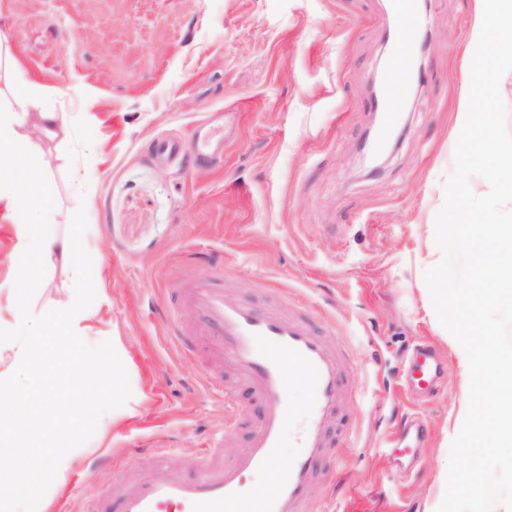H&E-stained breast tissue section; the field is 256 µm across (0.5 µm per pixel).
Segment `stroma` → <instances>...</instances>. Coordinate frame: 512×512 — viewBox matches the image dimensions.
<instances>
[{
    "mask_svg": "<svg viewBox=\"0 0 512 512\" xmlns=\"http://www.w3.org/2000/svg\"><path fill=\"white\" fill-rule=\"evenodd\" d=\"M477 0H425L429 35L407 129L382 171L365 176L359 146L375 122L367 83L391 47L392 0H0V107L38 84L62 114L36 140L53 188L34 236L75 239L93 337L127 357L115 376L127 406L109 445L87 439L63 493L30 495L49 512H81L85 496L117 501L134 482L117 460L153 464V449L192 474L223 422L210 376L233 372L201 347L185 356L165 290L224 274L229 301L284 314L304 305L331 319L352 351L356 389L334 434L321 512H437L459 408L469 394L456 339L441 325L424 272L438 264L435 220L454 168L457 106L476 48ZM223 139L212 158H162V140L190 141L199 123ZM17 233L0 220V330L14 315L38 328L74 285L69 259L13 290ZM433 346L437 392L412 403L406 355ZM420 411L426 443L410 471L388 445L402 414Z\"/></svg>",
    "mask_w": 512,
    "mask_h": 512,
    "instance_id": "stroma-1",
    "label": "stroma"
}]
</instances>
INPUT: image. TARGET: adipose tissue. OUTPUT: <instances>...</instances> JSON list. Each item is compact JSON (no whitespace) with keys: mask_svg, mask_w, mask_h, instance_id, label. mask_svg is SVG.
<instances>
[{"mask_svg":"<svg viewBox=\"0 0 512 512\" xmlns=\"http://www.w3.org/2000/svg\"><path fill=\"white\" fill-rule=\"evenodd\" d=\"M36 95L34 86H23L14 96L13 107L0 115V163L25 155L24 178L34 187L28 193L20 190L15 179L0 180V210H5L16 224L32 209L47 213L53 210V191L41 175L33 138L50 133L59 117L54 112L29 114L28 107ZM17 248L21 255L17 284L21 287L31 278V258L43 261L59 252L73 257L78 254L72 239L32 237L23 231L18 234ZM88 320L81 300L72 298L59 304L54 320L40 331H28L19 321L10 335L0 336V472L11 470L16 454L25 448L30 461L49 468L51 488L63 490L84 445L76 424L84 416L95 422L97 446L105 447L121 402L115 391L88 397L49 395L33 388L20 394L12 385V375L17 371L27 372L36 381L48 366L56 365L77 379L101 374L120 360V351L104 358L87 349Z\"/></svg>","mask_w":512,"mask_h":512,"instance_id":"ef3b65f1","label":"adipose tissue"}]
</instances>
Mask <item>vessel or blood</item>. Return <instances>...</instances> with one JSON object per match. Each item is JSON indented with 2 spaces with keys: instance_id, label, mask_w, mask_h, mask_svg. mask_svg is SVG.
<instances>
[{
  "instance_id": "vessel-or-blood-1",
  "label": "vessel or blood",
  "mask_w": 512,
  "mask_h": 512,
  "mask_svg": "<svg viewBox=\"0 0 512 512\" xmlns=\"http://www.w3.org/2000/svg\"><path fill=\"white\" fill-rule=\"evenodd\" d=\"M395 8L396 49L376 103L386 131L404 111L416 80L413 30L419 2L395 0ZM177 300L196 333L182 338L183 349L195 351L196 337H207L210 352L233 370L240 388L226 394L224 422L204 448L196 474L155 465L117 504H104L100 512H319L318 483L331 450V430L355 389L346 338L337 335L333 324H314L304 312L287 317L247 302H229L214 274L178 290ZM407 369L412 396L435 393L442 368L431 349H413ZM296 388L311 396L302 414L292 400ZM240 435L245 443L235 458L217 463L224 444ZM424 436L423 418H408L397 442L399 457L415 460ZM287 446L293 454L286 475L263 485L247 483L248 474L268 470ZM16 468L26 476L17 485L21 493L48 478L46 468L23 456Z\"/></svg>"
}]
</instances>
